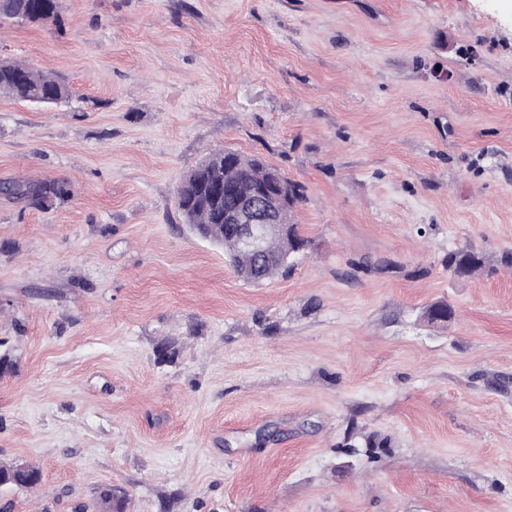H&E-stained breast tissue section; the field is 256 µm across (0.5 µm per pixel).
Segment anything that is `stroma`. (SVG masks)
<instances>
[{"instance_id":"obj_1","label":"stroma","mask_w":512,"mask_h":512,"mask_svg":"<svg viewBox=\"0 0 512 512\" xmlns=\"http://www.w3.org/2000/svg\"><path fill=\"white\" fill-rule=\"evenodd\" d=\"M0 59L72 87L0 95V182L71 189L0 196V512H512V271L445 267L512 251V0H59ZM220 149L303 188L260 285L175 205ZM1 195L26 202L32 206H42L53 199H62L70 195L66 181L59 179L43 181H7L0 183ZM445 264L448 275L453 279L491 275L497 272L499 266L512 269V252L503 253L496 260H489L482 250L471 246L455 247L448 251ZM0 476L4 483L0 485H13L20 489L32 488L39 484L41 471L33 465L0 466ZM129 504L126 493L106 486L99 490L93 503L82 507L81 512H128Z\"/></svg>"}]
</instances>
